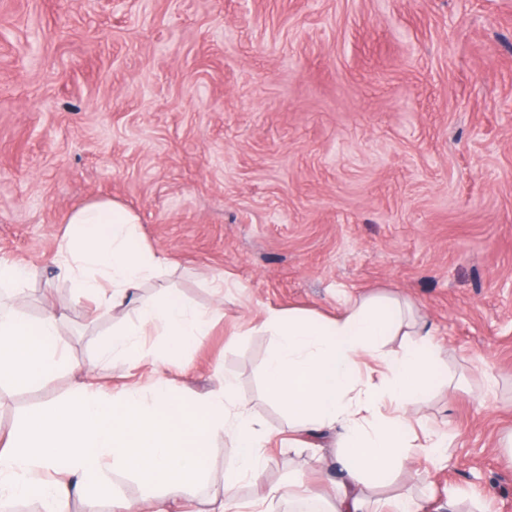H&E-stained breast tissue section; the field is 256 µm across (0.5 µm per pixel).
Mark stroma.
<instances>
[{
  "label": "stroma",
  "mask_w": 512,
  "mask_h": 512,
  "mask_svg": "<svg viewBox=\"0 0 512 512\" xmlns=\"http://www.w3.org/2000/svg\"><path fill=\"white\" fill-rule=\"evenodd\" d=\"M118 201L166 267L123 308L81 300L55 263L70 211ZM0 257L28 268L17 313L62 315L69 363L0 387V433L66 400L106 335L177 292L218 309L168 369L190 400L222 380L271 435L260 487L342 474L332 432H292L266 389V309L398 299L432 324L436 375L412 404L442 427L374 498L512 512V0H0ZM215 441L185 503L207 512L237 463ZM113 512L157 497L110 473Z\"/></svg>",
  "instance_id": "stroma-1"
}]
</instances>
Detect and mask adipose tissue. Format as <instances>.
Listing matches in <instances>:
<instances>
[{
    "label": "adipose tissue",
    "instance_id": "1",
    "mask_svg": "<svg viewBox=\"0 0 512 512\" xmlns=\"http://www.w3.org/2000/svg\"><path fill=\"white\" fill-rule=\"evenodd\" d=\"M138 222L110 199L72 209L56 261L79 297L110 311L161 272L165 259L142 248ZM141 313L137 325L109 335L98 348L100 361L124 358L137 383L115 397L87 373L68 400L0 435V501L35 499L44 512H67L75 497L111 495L107 474L113 466L160 488L151 512H184L185 500L208 472L209 448L229 436L239 448L237 464L225 472L224 496L210 512H237L239 487L258 483L266 467L260 423L245 410L230 411V384L189 400L162 374L207 335L211 313L171 291L144 303ZM60 323L54 313L30 319L0 311V380L27 389L64 364ZM261 327L274 341L267 387L287 406L293 428L338 431L343 477L329 487L326 512H367L369 492L403 471L413 456L445 446L438 432H415L409 407L432 383L434 332L406 324L399 301L355 297L332 318L271 309ZM404 330L410 340L402 352L380 355L386 337ZM151 335L166 337L163 351H145ZM372 366L383 373V388L362 381L361 371Z\"/></svg>",
    "mask_w": 512,
    "mask_h": 512
}]
</instances>
